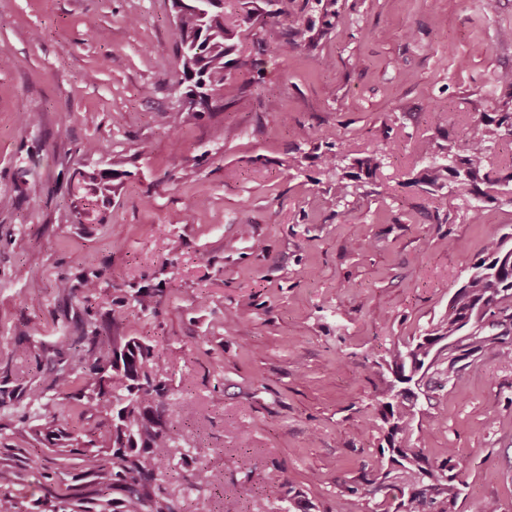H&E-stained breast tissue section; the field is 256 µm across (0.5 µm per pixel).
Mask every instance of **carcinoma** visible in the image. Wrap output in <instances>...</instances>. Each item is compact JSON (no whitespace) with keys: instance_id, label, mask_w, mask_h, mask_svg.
Returning <instances> with one entry per match:
<instances>
[{"instance_id":"1","label":"carcinoma","mask_w":512,"mask_h":512,"mask_svg":"<svg viewBox=\"0 0 512 512\" xmlns=\"http://www.w3.org/2000/svg\"><path fill=\"white\" fill-rule=\"evenodd\" d=\"M173 7L182 73L178 84L186 85L180 107L170 114L171 122L178 125L211 109L216 93L231 96L238 91L232 69L244 65V61L232 58L236 51L231 43L235 15L225 14L215 5L208 7L204 0H173ZM505 134L512 135V100L498 103L494 115L475 124L461 144L424 143L421 152L426 166L415 184L430 195L451 186L463 190L471 221L481 222L491 205L502 197L498 189L501 179L485 172V160L491 145ZM398 149L399 145L394 144L355 159L351 164L357 169L355 173L340 165V156L330 150L321 155V164L335 177L336 197L344 198L350 194L352 181L363 175L374 176L386 157ZM75 178V209L88 217L96 212L98 203L109 200L111 175L105 169L94 168L76 172ZM508 238L499 234V228H491L484 256L473 264L471 273L452 294L448 311L434 333L397 346L389 354L396 366L395 378L381 393L378 405L390 448L380 449L372 482L378 483L379 491H397L389 505L391 512H460L463 489L448 476L451 459L434 466L422 449L398 445L396 437L413 430L411 386L418 385L435 364V345L448 341V366L442 370L448 378L453 377L456 363L465 355L494 349V342L483 335V330L501 326L495 316L512 302V249H504ZM76 342L82 344L78 362L92 372L93 382L90 392H80L69 410L85 413L102 408L110 411L111 422L85 440L70 426V415L62 412L46 417L34 433L54 454L78 456L81 466L96 476L103 499L99 512H175L173 505L152 488L158 466L170 458L179 441L163 416L167 384L158 370L160 356L153 346L135 336H102L97 331L76 341L63 336L59 344L70 348ZM12 485L10 474L0 470V512H19L14 506ZM116 487L123 497L107 499Z\"/></svg>"}]
</instances>
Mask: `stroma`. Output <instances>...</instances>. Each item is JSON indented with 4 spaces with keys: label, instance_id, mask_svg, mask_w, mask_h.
Listing matches in <instances>:
<instances>
[{
    "label": "stroma",
    "instance_id": "stroma-1",
    "mask_svg": "<svg viewBox=\"0 0 512 512\" xmlns=\"http://www.w3.org/2000/svg\"><path fill=\"white\" fill-rule=\"evenodd\" d=\"M224 8L239 16L240 92L173 128L172 0H0V470L21 512L97 505L75 460L35 465L48 450L31 428L90 385L80 366L76 384L51 387L60 334L91 333L137 290L160 305L119 332L163 358L181 440L157 482L179 512H275L292 491L310 512H384L365 479L387 444L388 351L433 329L488 226L512 232V202L473 224L461 194L414 183L424 142H462L512 98L496 82L512 70L499 37L512 0ZM299 24L329 33L298 46ZM391 141L399 151L341 201L311 158ZM93 166L111 167L112 199L81 223L73 174ZM416 395L410 442L452 460L461 512H512V335L452 381L427 374ZM200 469L220 488H191Z\"/></svg>",
    "mask_w": 512,
    "mask_h": 512
}]
</instances>
